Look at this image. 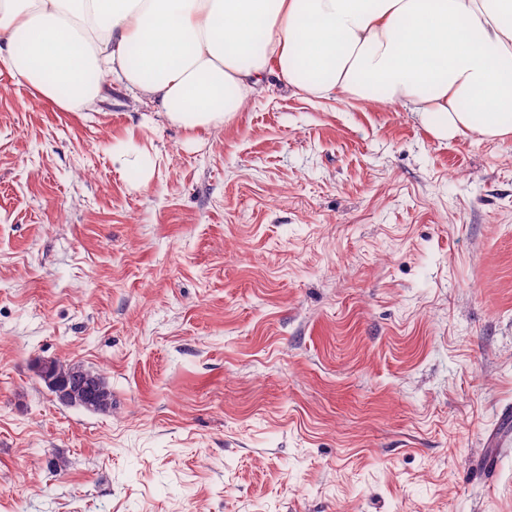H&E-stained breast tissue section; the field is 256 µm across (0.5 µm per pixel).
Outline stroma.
Listing matches in <instances>:
<instances>
[{"label":"stroma","instance_id":"stroma-1","mask_svg":"<svg viewBox=\"0 0 512 512\" xmlns=\"http://www.w3.org/2000/svg\"><path fill=\"white\" fill-rule=\"evenodd\" d=\"M507 408L512 139L272 77L191 132L0 71V512H512ZM45 367L55 373H73L72 378L75 381V388L77 397L81 395L79 391L80 382L86 377L93 381H97L101 387V402L100 409L98 411H106L112 407V391L110 390L105 378L98 372L84 369L77 365L64 363L59 360L45 361Z\"/></svg>","mask_w":512,"mask_h":512}]
</instances>
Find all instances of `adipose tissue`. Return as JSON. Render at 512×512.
Returning a JSON list of instances; mask_svg holds the SVG:
<instances>
[{"label":"adipose tissue","mask_w":512,"mask_h":512,"mask_svg":"<svg viewBox=\"0 0 512 512\" xmlns=\"http://www.w3.org/2000/svg\"><path fill=\"white\" fill-rule=\"evenodd\" d=\"M0 68L67 112L117 78L188 131L273 75L411 106L439 139H512V0H0Z\"/></svg>","instance_id":"ef3b65f1"}]
</instances>
